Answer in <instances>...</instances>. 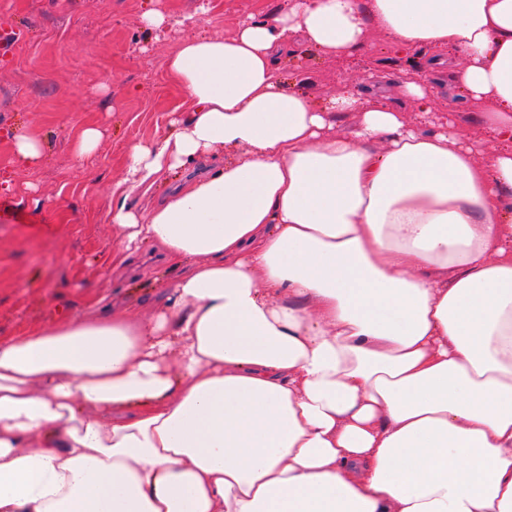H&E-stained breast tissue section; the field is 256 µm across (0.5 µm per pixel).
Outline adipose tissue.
Masks as SVG:
<instances>
[{
    "label": "adipose tissue",
    "mask_w": 512,
    "mask_h": 512,
    "mask_svg": "<svg viewBox=\"0 0 512 512\" xmlns=\"http://www.w3.org/2000/svg\"><path fill=\"white\" fill-rule=\"evenodd\" d=\"M200 22L141 15L180 31L166 67L190 110L130 144L112 207L115 264L148 244L177 275L150 316L0 336V512H512V0H285L224 37ZM372 29L426 56L401 103L377 68L323 103L285 87L291 47L343 64ZM447 77L487 159L434 109ZM209 170V165L205 164L185 169L183 171L177 172L174 175H169L154 185L152 189L146 193V195L142 196L141 194H138L130 197L128 203L134 206L145 208L149 203V200H154L167 195L170 191L176 189L179 185L205 176Z\"/></svg>",
    "instance_id": "obj_1"
}]
</instances>
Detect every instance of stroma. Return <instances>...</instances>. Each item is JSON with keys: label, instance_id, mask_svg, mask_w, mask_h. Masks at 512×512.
<instances>
[{"label": "stroma", "instance_id": "obj_1", "mask_svg": "<svg viewBox=\"0 0 512 512\" xmlns=\"http://www.w3.org/2000/svg\"><path fill=\"white\" fill-rule=\"evenodd\" d=\"M277 0H158L172 16L207 8L205 32H234L243 13H269ZM144 0H0V171L15 193L0 195V336L51 323L60 314L95 315L111 307L148 314L172 276L162 256L142 248L125 269L112 267L121 239L110 221L112 193L124 177L130 143L166 133L186 93L165 58L175 36L143 27ZM362 59L346 67L299 47L284 62L286 84L305 78L321 101L341 81L359 82ZM103 138L96 154L71 155L78 128ZM26 131L47 143L34 168L12 165V137Z\"/></svg>", "mask_w": 512, "mask_h": 512}]
</instances>
